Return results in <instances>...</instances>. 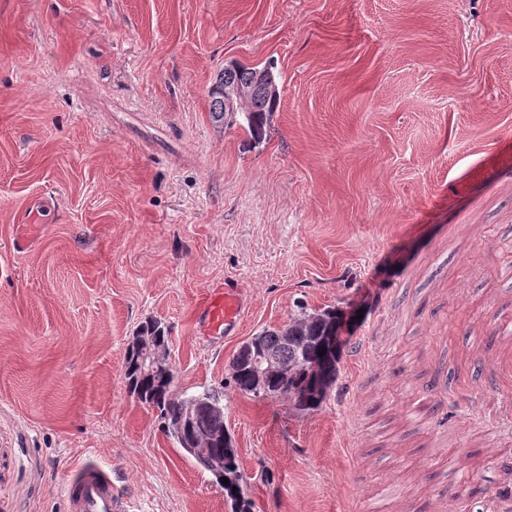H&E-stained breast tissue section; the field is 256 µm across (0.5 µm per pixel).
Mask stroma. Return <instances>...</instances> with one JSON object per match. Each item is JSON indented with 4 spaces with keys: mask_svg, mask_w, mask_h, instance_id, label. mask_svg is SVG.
<instances>
[{
    "mask_svg": "<svg viewBox=\"0 0 512 512\" xmlns=\"http://www.w3.org/2000/svg\"><path fill=\"white\" fill-rule=\"evenodd\" d=\"M232 61L275 66L257 147L209 115ZM332 308L322 407L236 387ZM149 319L251 512H512V0H0V512H67L89 458L133 512H230L128 391ZM209 330L219 333L233 326L239 317V299L234 288H215L204 309Z\"/></svg>",
    "mask_w": 512,
    "mask_h": 512,
    "instance_id": "1",
    "label": "stroma"
}]
</instances>
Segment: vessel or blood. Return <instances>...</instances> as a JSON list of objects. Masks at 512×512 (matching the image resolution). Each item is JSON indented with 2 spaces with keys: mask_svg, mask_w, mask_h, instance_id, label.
I'll list each match as a JSON object with an SVG mask.
<instances>
[{
  "mask_svg": "<svg viewBox=\"0 0 512 512\" xmlns=\"http://www.w3.org/2000/svg\"><path fill=\"white\" fill-rule=\"evenodd\" d=\"M210 331L233 326L239 317L238 293L232 288L214 289L204 309ZM68 512H129L127 497L112 484V472L93 459L85 460L64 485Z\"/></svg>",
  "mask_w": 512,
  "mask_h": 512,
  "instance_id": "vessel-or-blood-1",
  "label": "vessel or blood"
}]
</instances>
